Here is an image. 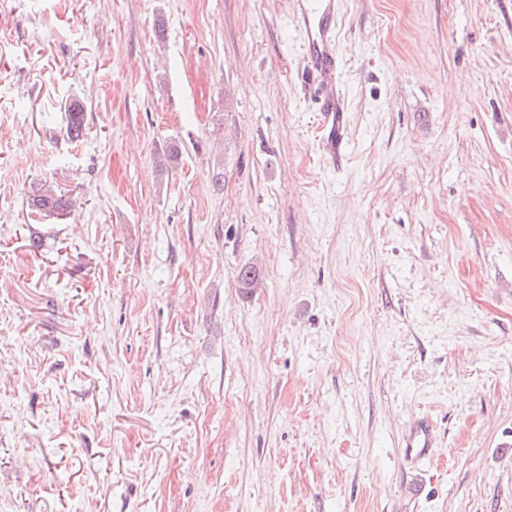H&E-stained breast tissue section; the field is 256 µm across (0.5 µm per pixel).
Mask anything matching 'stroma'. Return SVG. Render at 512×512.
Wrapping results in <instances>:
<instances>
[{
	"label": "stroma",
	"mask_w": 512,
	"mask_h": 512,
	"mask_svg": "<svg viewBox=\"0 0 512 512\" xmlns=\"http://www.w3.org/2000/svg\"><path fill=\"white\" fill-rule=\"evenodd\" d=\"M291 2L0 0V512H512V0H340L337 163ZM28 203L32 211L52 216H63L73 206L69 197L62 193L57 194L51 189L34 194ZM435 447L436 433L430 419H417L407 427L402 448L405 457L414 464L416 471L431 458Z\"/></svg>",
	"instance_id": "stroma-1"
}]
</instances>
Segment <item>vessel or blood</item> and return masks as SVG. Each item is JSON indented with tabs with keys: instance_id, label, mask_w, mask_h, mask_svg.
Listing matches in <instances>:
<instances>
[{
	"instance_id": "vessel-or-blood-1",
	"label": "vessel or blood",
	"mask_w": 512,
	"mask_h": 512,
	"mask_svg": "<svg viewBox=\"0 0 512 512\" xmlns=\"http://www.w3.org/2000/svg\"><path fill=\"white\" fill-rule=\"evenodd\" d=\"M338 0H294L293 14L301 35L300 53L306 61L300 73L315 96L319 129L332 153H339L346 124L345 108L336 92V13ZM436 433L430 419L411 423L403 438L404 455L414 466L430 459Z\"/></svg>"
}]
</instances>
